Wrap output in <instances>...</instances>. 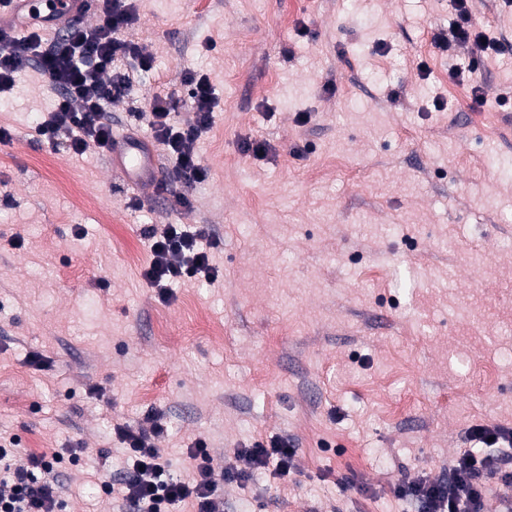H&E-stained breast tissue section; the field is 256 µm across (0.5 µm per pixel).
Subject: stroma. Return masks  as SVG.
<instances>
[{"instance_id": "obj_1", "label": "stroma", "mask_w": 512, "mask_h": 512, "mask_svg": "<svg viewBox=\"0 0 512 512\" xmlns=\"http://www.w3.org/2000/svg\"><path fill=\"white\" fill-rule=\"evenodd\" d=\"M135 7L121 36L153 63L112 131L207 75L208 177L191 212L158 208L107 156L37 141L56 99L37 71L0 95V441L83 445L61 470L67 512H121L95 489L123 456L110 430L152 412L173 477L206 439L224 512H417L397 487L441 478L471 427L512 425V0L470 2L502 45L477 97L448 75L467 47L434 45L451 0ZM144 224L208 226L217 280L160 300ZM276 436L300 475L225 482L235 449Z\"/></svg>"}]
</instances>
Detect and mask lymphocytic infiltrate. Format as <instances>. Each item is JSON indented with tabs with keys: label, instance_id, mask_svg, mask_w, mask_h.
<instances>
[{
	"label": "lymphocytic infiltrate",
	"instance_id": "f902f5d3",
	"mask_svg": "<svg viewBox=\"0 0 512 512\" xmlns=\"http://www.w3.org/2000/svg\"><path fill=\"white\" fill-rule=\"evenodd\" d=\"M453 5L456 19L450 34L435 36L434 44L444 51L453 43L469 47L468 61L453 66L449 75L467 81L477 94L484 59L499 46L473 21L468 0H453ZM95 13L94 26L75 23L64 36L48 43L31 29L23 35L0 31V92L11 90L19 74L37 66L56 93L53 110L44 113L35 126L38 139L51 148L67 142L77 154L90 149L106 151L112 140L107 110L127 96L133 83L130 70L117 69V62L132 57L145 70L153 61L146 48L119 36L135 19L128 0H96ZM216 103L209 78L189 71L155 94L146 109L135 115L136 120L147 122L172 163V178L183 186L174 196V205L182 211L193 207L188 187L208 176L195 145L209 129ZM182 110L192 112V119L174 122V114ZM142 236L150 251L142 278L162 300L171 298L175 284L216 278L211 252L221 241L207 228L189 231L179 224H148ZM148 420L146 429L126 422L114 425L113 433L125 449V466L117 479L102 481L101 489L116 495L127 512H171L174 505L187 501L196 512H224V496L213 480L214 458L206 440L196 438L186 450L193 462L192 477L173 479L168 452L157 445L167 428L159 414H149ZM469 436L474 447L464 449L449 463L444 478H422L399 486L398 495L415 500L419 512H484L488 481L496 477L512 484V456L507 453L512 447V428L477 425ZM236 458V464L225 467V480L243 483L254 471L269 468L283 480L299 472L298 450L285 437L237 449ZM63 460L58 451L49 456L22 452L16 439L1 447L5 471L0 474V512H59Z\"/></svg>",
	"mask_w": 512,
	"mask_h": 512
}]
</instances>
